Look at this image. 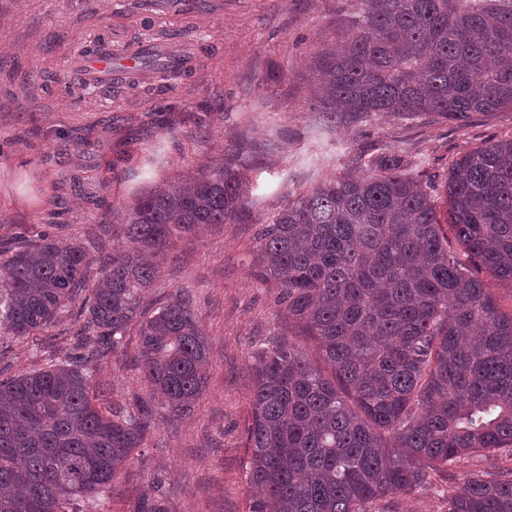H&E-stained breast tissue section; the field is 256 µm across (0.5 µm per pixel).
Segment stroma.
<instances>
[{"instance_id": "obj_1", "label": "stroma", "mask_w": 512, "mask_h": 512, "mask_svg": "<svg viewBox=\"0 0 512 512\" xmlns=\"http://www.w3.org/2000/svg\"><path fill=\"white\" fill-rule=\"evenodd\" d=\"M344 24L339 0H0V242H33L52 228L103 257L120 211L210 160H231L252 203L249 223L174 237L146 290L149 312L189 293L208 338V382L192 415L157 419L96 512H132L148 490L168 512H252V355L282 338L318 356L252 267L255 232L289 196L366 174L383 155L429 188L443 213L454 161L512 136V111L350 122L310 110L318 55ZM98 36L119 49L168 39L191 67L164 88L85 90L78 51ZM82 327L69 311L42 335L0 343V369L33 371L72 352ZM138 343L129 331L122 351L91 364L94 380L130 407L150 399ZM511 467L504 451L465 458L380 509L446 512L447 492L470 471Z\"/></svg>"}]
</instances>
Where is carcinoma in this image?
I'll list each match as a JSON object with an SVG mask.
<instances>
[{
  "instance_id": "cac0c4a2",
  "label": "carcinoma",
  "mask_w": 512,
  "mask_h": 512,
  "mask_svg": "<svg viewBox=\"0 0 512 512\" xmlns=\"http://www.w3.org/2000/svg\"><path fill=\"white\" fill-rule=\"evenodd\" d=\"M346 31L321 51L310 108L512 110V0H345ZM441 223L422 183L389 166L298 195L256 232V276L325 373L281 340L254 354L252 512H370L463 456L512 452V313L480 277L512 285V138L453 164ZM250 217L224 161L136 199L112 225V259L43 233L0 243V340L38 336L77 302L79 351L0 379V512H89L146 439L155 411L101 398L85 363L138 328L143 381L167 413L203 395L208 343L183 294L142 311L171 238ZM133 512H167L152 495ZM448 512H512V469L473 472Z\"/></svg>"
}]
</instances>
